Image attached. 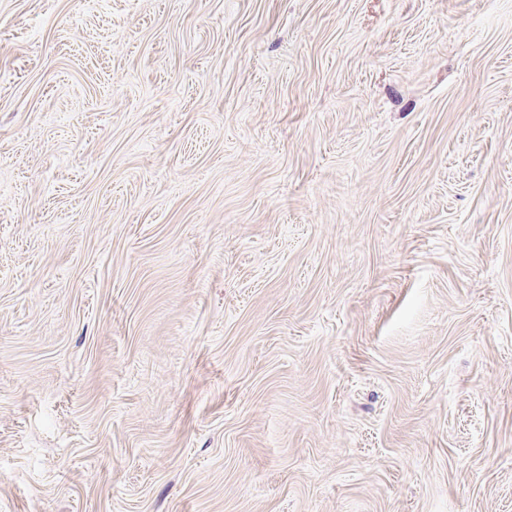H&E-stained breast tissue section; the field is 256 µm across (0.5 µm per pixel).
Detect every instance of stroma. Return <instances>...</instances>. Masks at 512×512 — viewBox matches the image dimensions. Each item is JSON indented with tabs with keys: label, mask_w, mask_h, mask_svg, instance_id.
Masks as SVG:
<instances>
[{
	"label": "stroma",
	"mask_w": 512,
	"mask_h": 512,
	"mask_svg": "<svg viewBox=\"0 0 512 512\" xmlns=\"http://www.w3.org/2000/svg\"><path fill=\"white\" fill-rule=\"evenodd\" d=\"M0 512H512V0H0Z\"/></svg>",
	"instance_id": "obj_1"
}]
</instances>
